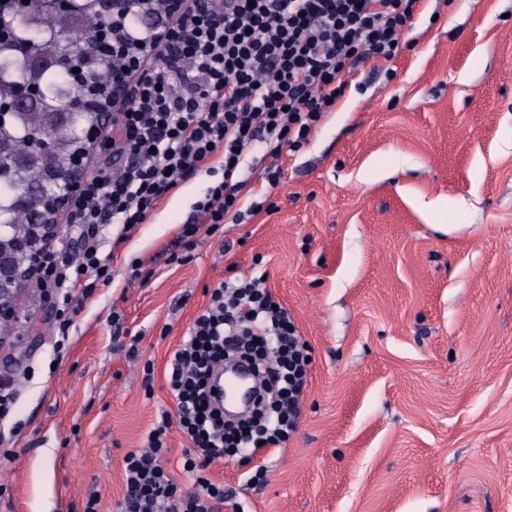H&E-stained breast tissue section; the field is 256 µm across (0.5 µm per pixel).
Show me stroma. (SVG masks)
<instances>
[{"instance_id": "stroma-1", "label": "stroma", "mask_w": 512, "mask_h": 512, "mask_svg": "<svg viewBox=\"0 0 512 512\" xmlns=\"http://www.w3.org/2000/svg\"><path fill=\"white\" fill-rule=\"evenodd\" d=\"M391 74L362 64L260 212L171 261L211 177L168 195L78 306L38 283L0 327L21 422L0 512H119L124 456L174 410L169 354L229 277L264 275L311 357L286 447L214 462L219 512H512V0H423ZM267 470L263 484L249 475Z\"/></svg>"}]
</instances>
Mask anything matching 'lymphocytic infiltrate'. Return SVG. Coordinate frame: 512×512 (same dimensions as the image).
I'll list each match as a JSON object with an SVG mask.
<instances>
[{"mask_svg": "<svg viewBox=\"0 0 512 512\" xmlns=\"http://www.w3.org/2000/svg\"><path fill=\"white\" fill-rule=\"evenodd\" d=\"M422 0H191L167 16L160 42L123 53L131 79L127 105L107 134L112 155L98 161L74 203L70 221L83 248H51L38 279L55 297L58 336L73 323L77 296L112 281L100 253L105 225L146 223L164 197L221 164L223 178L197 201L181 238L242 222L249 150L265 146L261 178L276 188L283 151L296 152L333 111L360 64L390 62L403 49ZM250 360L265 387L249 417L229 424L213 400V368L232 356ZM307 345L294 320L257 278H229L193 321L169 358L174 412H162L148 448L125 456L127 494L121 512H214L227 495L206 478L224 455L253 459L261 447L282 448L300 424ZM178 426L191 446L184 488L167 472L163 437Z\"/></svg>", "mask_w": 512, "mask_h": 512, "instance_id": "lymphocytic-infiltrate-1", "label": "lymphocytic infiltrate"}]
</instances>
